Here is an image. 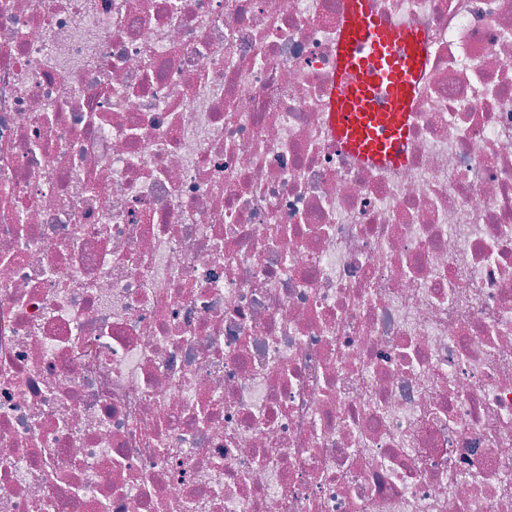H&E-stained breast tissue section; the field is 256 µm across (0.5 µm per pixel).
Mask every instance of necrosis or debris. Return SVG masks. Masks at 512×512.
Masks as SVG:
<instances>
[{
    "label": "necrosis or debris",
    "instance_id": "4bbe7bcc",
    "mask_svg": "<svg viewBox=\"0 0 512 512\" xmlns=\"http://www.w3.org/2000/svg\"><path fill=\"white\" fill-rule=\"evenodd\" d=\"M0 0V512H512V0ZM336 59L328 120L337 147L373 168L404 165L426 62L419 32L391 23L372 0H340Z\"/></svg>",
    "mask_w": 512,
    "mask_h": 512
}]
</instances>
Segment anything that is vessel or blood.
Listing matches in <instances>:
<instances>
[{"mask_svg":"<svg viewBox=\"0 0 512 512\" xmlns=\"http://www.w3.org/2000/svg\"><path fill=\"white\" fill-rule=\"evenodd\" d=\"M336 59L328 120L337 147L373 168L404 165L426 62L419 32L391 23L372 0H340Z\"/></svg>","mask_w":512,"mask_h":512,"instance_id":"obj_1","label":"vessel or blood"}]
</instances>
